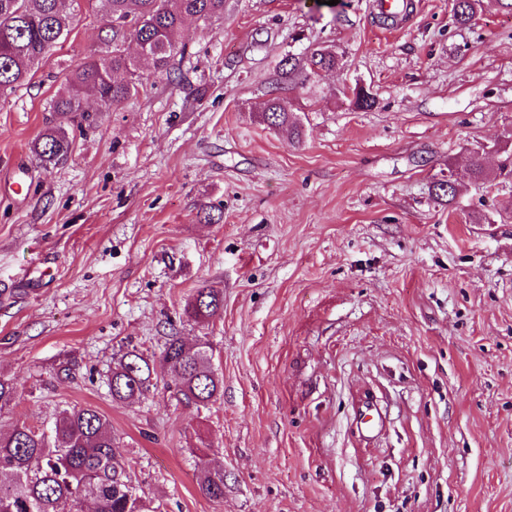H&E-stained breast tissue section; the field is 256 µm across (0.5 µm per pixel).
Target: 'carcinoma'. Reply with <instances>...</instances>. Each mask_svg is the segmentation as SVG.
<instances>
[{
  "label": "carcinoma",
  "instance_id": "cac0c4a2",
  "mask_svg": "<svg viewBox=\"0 0 512 512\" xmlns=\"http://www.w3.org/2000/svg\"><path fill=\"white\" fill-rule=\"evenodd\" d=\"M80 0H0V98L24 85L45 56L68 35L73 16L66 2ZM95 4L101 20V48L75 64L56 91L51 111L63 118L76 114L85 121L92 115L82 108V96L91 91L102 109L118 108L147 91L139 62L149 59L154 72L176 79L175 60L187 54L181 40L183 23L194 18L205 24L224 19L225 0H87ZM482 0H453V20L467 27ZM341 58L319 46L302 59L282 60L281 75L288 88H305L312 78L333 71ZM376 103L364 87L354 90L356 109L367 111ZM261 118L272 128L286 129L292 142H300L301 124L290 99L273 94L264 104ZM73 138L62 124L47 126L35 139L33 153L43 163H56L71 153ZM481 187L485 180V156L469 152L467 164L456 175L434 181L435 196L452 206L457 180ZM224 307L223 292L211 285L197 288L184 307L186 318L205 324ZM170 372L176 395L188 404L206 408L223 391V379L213 370L206 344L186 345L170 337L160 355ZM149 358L136 349L115 362L108 379L112 398L132 402L150 390ZM0 512H74L91 500L96 512H147L125 465L119 459L112 432L103 415L92 406L62 409L49 429L17 423L0 432ZM199 491L207 498H224V474L202 468L197 474Z\"/></svg>",
  "mask_w": 512,
  "mask_h": 512
}]
</instances>
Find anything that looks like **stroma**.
<instances>
[{"instance_id": "stroma-1", "label": "stroma", "mask_w": 512, "mask_h": 512, "mask_svg": "<svg viewBox=\"0 0 512 512\" xmlns=\"http://www.w3.org/2000/svg\"><path fill=\"white\" fill-rule=\"evenodd\" d=\"M338 2L187 21L181 83L144 63L130 104L85 97L93 120L55 164L31 147L100 45L96 11L0 99V379L18 393L1 428L95 407L158 512H512V15L490 4L461 29L451 0H414L389 25L373 0ZM315 45L342 64L288 91L295 144L259 114L282 57ZM477 147L483 186L436 200ZM203 284L224 310L201 326L183 309ZM170 336L208 343L223 395L179 402L162 369L141 402L113 400V357ZM363 398L386 418L371 442ZM204 465L223 499L200 493Z\"/></svg>"}]
</instances>
